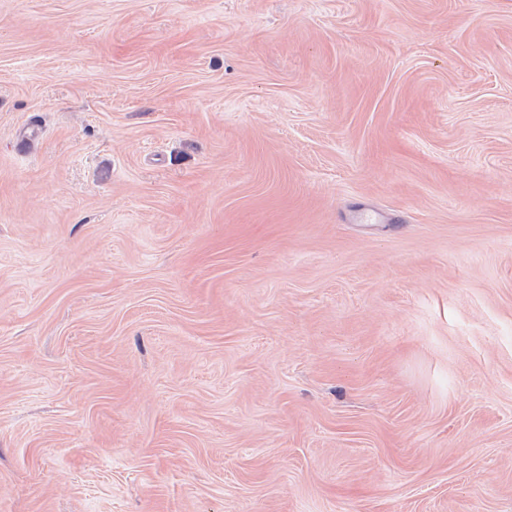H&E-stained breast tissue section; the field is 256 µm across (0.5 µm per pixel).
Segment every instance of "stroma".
<instances>
[{
    "label": "stroma",
    "instance_id": "obj_1",
    "mask_svg": "<svg viewBox=\"0 0 512 512\" xmlns=\"http://www.w3.org/2000/svg\"><path fill=\"white\" fill-rule=\"evenodd\" d=\"M0 512H512V0H0Z\"/></svg>",
    "mask_w": 512,
    "mask_h": 512
}]
</instances>
